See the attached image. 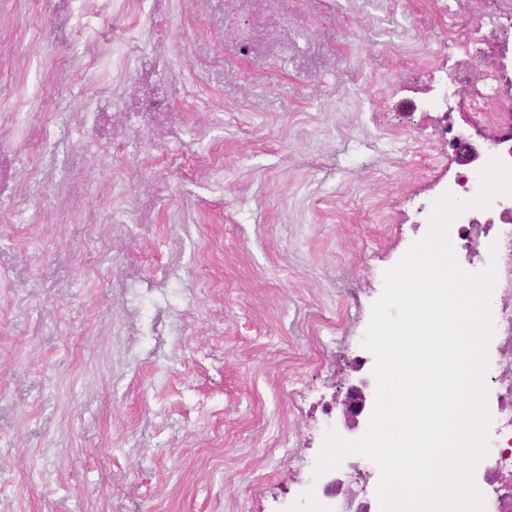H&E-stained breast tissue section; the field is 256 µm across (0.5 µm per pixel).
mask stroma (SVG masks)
I'll return each mask as SVG.
<instances>
[{"label": "stroma", "mask_w": 512, "mask_h": 512, "mask_svg": "<svg viewBox=\"0 0 512 512\" xmlns=\"http://www.w3.org/2000/svg\"><path fill=\"white\" fill-rule=\"evenodd\" d=\"M481 27L462 65L455 35ZM112 46V71L57 62ZM199 156L112 133L72 206L45 144L87 143L102 92L130 111L141 65ZM505 75L488 111L470 97ZM28 122L0 203V512H327L308 467L364 348L383 272L512 120L501 0H114L55 32L51 0H0V128ZM479 151L463 165L456 138ZM167 190L120 235L135 201ZM172 279H165L166 271ZM170 333L156 335V310ZM488 409L512 414V335L488 348ZM356 501L377 466L343 459Z\"/></svg>", "instance_id": "stroma-1"}]
</instances>
